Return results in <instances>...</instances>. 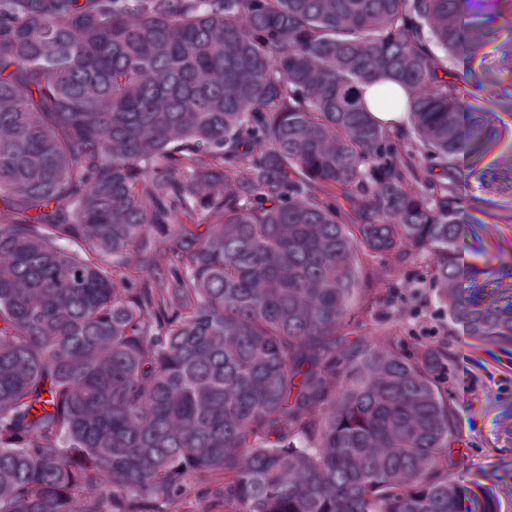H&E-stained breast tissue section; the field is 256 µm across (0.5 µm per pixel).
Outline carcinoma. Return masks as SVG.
Listing matches in <instances>:
<instances>
[{
    "label": "carcinoma",
    "mask_w": 512,
    "mask_h": 512,
    "mask_svg": "<svg viewBox=\"0 0 512 512\" xmlns=\"http://www.w3.org/2000/svg\"><path fill=\"white\" fill-rule=\"evenodd\" d=\"M477 25L466 0H0V512H165L198 471L225 512H462L439 351L338 330L360 247L402 245L512 342L448 186L408 191L360 91L404 85L456 164L492 135L432 48Z\"/></svg>",
    "instance_id": "obj_1"
}]
</instances>
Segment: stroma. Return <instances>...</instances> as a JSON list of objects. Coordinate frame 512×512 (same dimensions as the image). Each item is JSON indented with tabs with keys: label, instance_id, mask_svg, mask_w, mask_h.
I'll use <instances>...</instances> for the list:
<instances>
[{
	"label": "stroma",
	"instance_id": "stroma-1",
	"mask_svg": "<svg viewBox=\"0 0 512 512\" xmlns=\"http://www.w3.org/2000/svg\"><path fill=\"white\" fill-rule=\"evenodd\" d=\"M488 18L476 35L469 59L448 58L447 79L463 103L483 113L499 141L477 151L446 178L439 162L425 158L410 125L391 129L400 156L433 184H447L448 198L461 213L466 254L477 267L493 268L481 277L486 291L512 284V0H480ZM363 301L342 329L347 341L367 338L405 354L424 347L448 356V382L442 393L454 410V436L448 450L466 480L469 512H512V345L463 333L438 298L432 260L408 248L381 256L359 253ZM187 491L169 512H224V477L193 474Z\"/></svg>",
	"mask_w": 512,
	"mask_h": 512
}]
</instances>
